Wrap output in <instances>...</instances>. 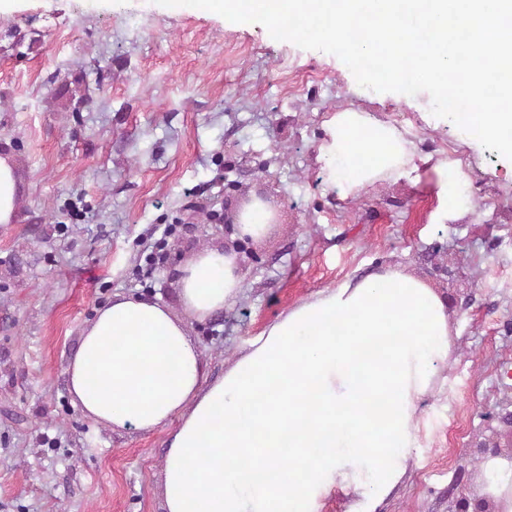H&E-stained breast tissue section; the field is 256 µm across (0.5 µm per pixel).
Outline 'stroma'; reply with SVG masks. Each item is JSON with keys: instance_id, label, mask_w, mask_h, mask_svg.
<instances>
[{"instance_id": "obj_1", "label": "stroma", "mask_w": 512, "mask_h": 512, "mask_svg": "<svg viewBox=\"0 0 512 512\" xmlns=\"http://www.w3.org/2000/svg\"><path fill=\"white\" fill-rule=\"evenodd\" d=\"M80 76L75 113L50 91ZM431 105L374 95L334 55L202 9L0 0V153L23 178L21 220L0 226V512H161L166 430H112L68 390V362L112 298L168 305L216 378L282 310L360 267L434 288L456 349L447 397L425 404L436 444L380 512H457L481 458L512 455V160L469 149ZM348 106L469 163L473 212L431 223L434 194L405 180L345 202L324 190L322 123ZM258 197L275 218L240 237ZM207 247L236 253L247 288L200 322L176 279Z\"/></svg>"}]
</instances>
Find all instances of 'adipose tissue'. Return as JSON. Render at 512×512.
Segmentation results:
<instances>
[{
  "label": "adipose tissue",
  "instance_id": "adipose-tissue-1",
  "mask_svg": "<svg viewBox=\"0 0 512 512\" xmlns=\"http://www.w3.org/2000/svg\"><path fill=\"white\" fill-rule=\"evenodd\" d=\"M327 189L355 199L383 183L429 180L430 221L471 209L460 161L420 155L407 129L347 107L324 123ZM20 177L0 154V226L19 216ZM199 321L235 303L234 253L205 248L179 270ZM455 356L445 300L397 269L316 290L241 345L209 378L185 323L164 303L115 297L84 330L66 374L82 414L112 430L168 428L162 512H323L335 495L377 512L434 441L427 399L448 393ZM477 500L512 512V457L489 454Z\"/></svg>",
  "mask_w": 512,
  "mask_h": 512
}]
</instances>
